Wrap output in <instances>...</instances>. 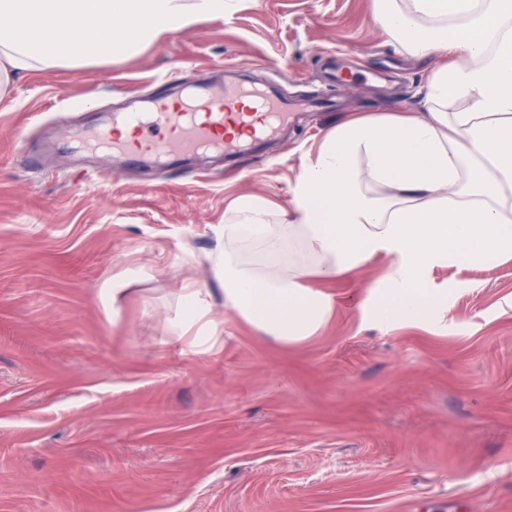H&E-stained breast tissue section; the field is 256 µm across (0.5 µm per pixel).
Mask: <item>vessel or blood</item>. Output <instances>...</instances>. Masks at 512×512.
<instances>
[{"label":"vessel or blood","instance_id":"1","mask_svg":"<svg viewBox=\"0 0 512 512\" xmlns=\"http://www.w3.org/2000/svg\"><path fill=\"white\" fill-rule=\"evenodd\" d=\"M116 118L133 125L136 136L128 142L103 132L108 149L125 158L148 153L175 160L199 150L257 152L285 131L289 114L259 87L233 76L204 90L200 101L189 100L171 110L159 101L154 111L120 112Z\"/></svg>","mask_w":512,"mask_h":512}]
</instances>
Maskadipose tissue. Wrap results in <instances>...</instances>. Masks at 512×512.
Segmentation results:
<instances>
[{
	"label": "adipose tissue",
	"instance_id": "adipose-tissue-1",
	"mask_svg": "<svg viewBox=\"0 0 512 512\" xmlns=\"http://www.w3.org/2000/svg\"><path fill=\"white\" fill-rule=\"evenodd\" d=\"M237 0H0V86L43 66L102 63L135 53ZM387 34L409 53L454 60L426 84L428 117L389 114L337 125L293 189L292 219L270 220L262 198L230 206L210 260L224 304L284 345L313 337L336 280L384 255L365 299L387 322L421 320L443 295L425 277L450 263L512 256V0H379ZM466 99L464 112H445ZM202 289L181 296L174 339L193 353L223 343Z\"/></svg>",
	"mask_w": 512,
	"mask_h": 512
}]
</instances>
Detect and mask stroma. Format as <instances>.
I'll list each match as a JSON object with an SVG mask.
<instances>
[{
    "label": "stroma",
    "instance_id": "stroma-1",
    "mask_svg": "<svg viewBox=\"0 0 512 512\" xmlns=\"http://www.w3.org/2000/svg\"><path fill=\"white\" fill-rule=\"evenodd\" d=\"M436 57L387 43L375 0H238L107 64L35 68L0 92V512H512V257L433 268L446 301L376 321L390 264L319 282L341 299L295 346L225 307L209 261L237 198L290 209L346 120L423 110ZM242 67L269 96L330 108L265 155L155 167L97 148L125 92ZM347 81L330 82L332 72ZM35 159L37 168L26 166ZM118 181L87 189L89 173ZM128 291L120 309L115 276ZM207 288L224 344H162Z\"/></svg>",
    "mask_w": 512,
    "mask_h": 512
}]
</instances>
